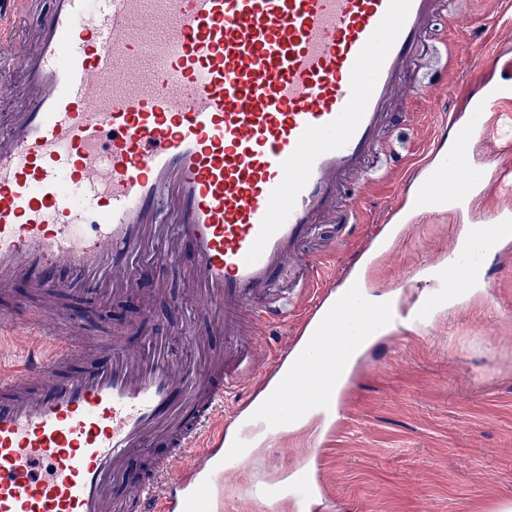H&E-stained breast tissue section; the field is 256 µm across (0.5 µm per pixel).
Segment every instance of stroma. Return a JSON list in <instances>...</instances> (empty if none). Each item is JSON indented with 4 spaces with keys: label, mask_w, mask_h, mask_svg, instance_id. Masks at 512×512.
I'll return each instance as SVG.
<instances>
[{
    "label": "stroma",
    "mask_w": 512,
    "mask_h": 512,
    "mask_svg": "<svg viewBox=\"0 0 512 512\" xmlns=\"http://www.w3.org/2000/svg\"><path fill=\"white\" fill-rule=\"evenodd\" d=\"M460 8L462 23L440 18L429 34L430 44L447 46V72L422 88L416 70H409L411 95L394 103L386 131L395 154L368 163L389 167L392 179L361 187L360 224L318 225L309 242L310 252H325L327 269H342L369 238L404 173L426 155L443 115L457 108L453 90L480 56L498 45L512 49V25L498 21L499 0H462ZM463 25L470 39L462 51ZM488 120L492 133L473 158L491 175L512 162V104ZM507 204L512 192L502 188L470 210L419 216L368 266V294L420 287L417 267L447 263L450 244L468 225L487 223ZM192 261L191 248H184L179 261L155 268L151 293L112 300L110 323L97 318L89 293L58 298L57 309L83 315L72 338L78 354L93 355L106 336L119 337L128 351L154 336L168 363L200 369L229 348L223 333L197 315L200 301L187 274ZM485 267L489 288H473L454 275L458 305L439 308L423 329L389 326L362 353L340 392L332 441L313 420L250 448L242 470L224 480L226 512H296L289 500L271 508L254 490L312 459L319 460L326 491L342 512H512V253L487 256Z\"/></svg>",
    "instance_id": "stroma-1"
}]
</instances>
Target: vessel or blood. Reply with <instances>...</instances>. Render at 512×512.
<instances>
[{"instance_id": "obj_1", "label": "vessel or blood", "mask_w": 512, "mask_h": 512, "mask_svg": "<svg viewBox=\"0 0 512 512\" xmlns=\"http://www.w3.org/2000/svg\"><path fill=\"white\" fill-rule=\"evenodd\" d=\"M23 0H0V46ZM20 65L27 107L0 128V290L18 278L33 291L104 295L149 287L150 268L190 244L192 282L208 318L238 342L242 312L287 323L310 296L311 262L293 292L274 285L316 225L360 219L353 177L381 149L410 68L428 65L424 38L439 0H50ZM464 96L473 126L421 168L419 181L384 217L405 223L418 208L448 205L447 184L495 189L470 165L474 125L512 100V83L476 79ZM451 265L478 266L488 237L470 230ZM151 257H144L148 243ZM331 324L306 314L279 350L272 374L250 388L216 355L204 370L171 366L102 344L108 362L66 373L75 349L54 313L37 329L0 317V512H112L113 490L159 436L169 456L129 490L124 512H215L213 491L240 462L239 448L288 422L272 382L299 375L290 356L327 348L329 332L361 331L365 304L352 278ZM436 294L395 300L370 325L416 321ZM310 512L324 485L310 465L292 476Z\"/></svg>"}]
</instances>
